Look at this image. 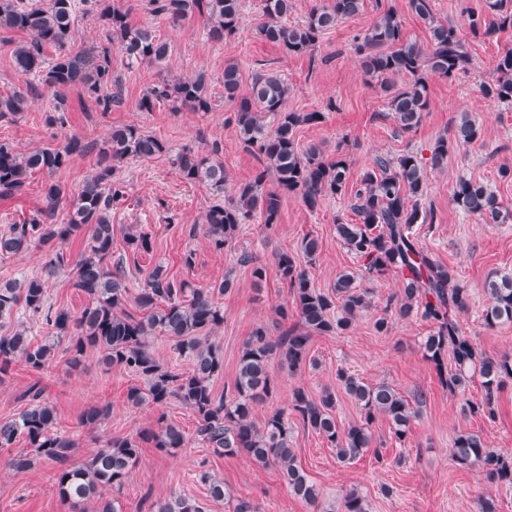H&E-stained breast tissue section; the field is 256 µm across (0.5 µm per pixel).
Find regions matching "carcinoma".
I'll return each instance as SVG.
<instances>
[{
    "label": "carcinoma",
    "mask_w": 512,
    "mask_h": 512,
    "mask_svg": "<svg viewBox=\"0 0 512 512\" xmlns=\"http://www.w3.org/2000/svg\"><path fill=\"white\" fill-rule=\"evenodd\" d=\"M150 12L173 21L197 15L210 21V35L215 40L232 36L241 21L242 0H149ZM364 0H321L302 24L288 25L283 18L291 10V0H262L264 21L259 34L265 40L295 55H310L323 34L342 19L361 12ZM411 10L430 30V45L424 47L410 38L393 9L382 12L364 33L354 36V51L365 74L387 94V105L404 132L416 129L429 107L428 75L450 79L468 62L466 41L461 28L434 20L432 0H409ZM96 16L111 36L118 39L131 63H162L168 44L149 26L129 23L130 9L119 0H0V29L25 31L30 39L14 50L16 67L26 75L56 91L53 113L47 124L64 128L68 122V102L64 90L83 85L96 96L102 111L122 103L121 78L112 74L108 52L98 55L92 70H87L82 53L67 49L77 13ZM464 25L473 34L494 35L512 29V0H480L478 8L467 10ZM53 47L49 58L45 49ZM497 78L481 85L486 98L512 105V48L500 55ZM408 82L398 86L394 77ZM224 99L233 103V117L242 142L257 156L259 167L253 179L239 185L235 198L211 206L206 215L207 233L217 249L224 248L242 224L260 217L266 226L275 223L286 193L301 195L304 205L317 209L323 196L340 195L347 188L349 159L344 155L328 160L322 149L311 145L298 147L296 129L324 119L321 112H288L285 103L289 86L282 75L261 71L251 79L249 94L239 95V65H224ZM211 78L198 73L191 78L169 81L160 79L140 98V108L151 111L161 102L174 109L188 107L195 112L212 109ZM35 102L33 87L0 98V120L27 111ZM481 136L476 121L465 113L455 127L453 137H438L423 161L414 152L395 159L377 157L360 174L354 194L353 210L359 224L336 225V236L348 251L363 262L374 277L394 275L401 280L398 299L387 302L399 317L416 311L433 325L421 341L423 355L437 370L441 383L452 393L466 388L474 376L481 379L482 395L467 399L464 407L473 416L488 421L498 416V398L504 383L512 380V355L491 357L464 334L458 314L468 304V293L455 278L454 271L440 264L429 250L419 244L412 232L418 221L434 218L421 210L427 195V168H437L448 154ZM86 151L75 136L56 148H37L26 155L0 142V193L21 194L28 176L38 170L54 173L66 167L72 156ZM218 144L208 154L190 147L173 151L168 143L134 125L112 129L94 173L88 176L62 220H56L64 189L50 183L45 190V208L21 224H12L0 235V255H14L30 247L45 252V273L51 275L65 266L62 244L72 237L84 240V250L74 264L72 287L87 299L80 315L55 309L48 303L45 281L37 276H21L0 283V374L17 363L40 373L49 366L56 348L68 341L72 352L70 364L79 363L87 349H96L107 365H120L142 380L128 390L133 407H162L178 400L197 417L195 440L218 455L245 454L262 466L273 465L281 472L289 491L310 503L317 501L319 490L297 465L290 447L292 427L288 415L303 427L317 432L336 448V456L350 461L371 447L372 424L385 417L396 440L404 443L410 423L416 418L423 396L409 401L390 384H368L344 368L336 378L361 412L360 420L348 425L336 421V392L325 390L318 399L305 390L291 391L288 408H272L263 424L252 420L256 405L273 400L278 383L270 371L275 360L295 372L307 363L308 344L314 335L345 332L363 310L371 305V292L360 284L359 275L344 271L336 278L332 292L313 285L308 273L297 266L293 256L280 253L276 260L277 276L292 288L291 305L278 307V315L295 318L296 325L277 338L265 327H256L243 345L238 360L234 392L218 396L212 381L224 372V353L209 341L211 333L224 323V311L205 288H194L185 280L169 276L156 265L138 285L134 302L139 314L126 309L130 282L123 271V261L113 259L112 207L126 195V182L117 176L119 164L132 158L149 159L165 155L183 179L207 182L224 190V162ZM273 189L261 192L266 182ZM452 202L463 213L475 215L486 224H503L512 219V210L504 205L486 184L461 177L452 193ZM491 303L484 310L483 323L492 329L512 322V272L496 275L485 283ZM39 320L50 329L42 343L27 336L25 318ZM158 334L173 338L179 355L190 358L187 372L175 373L161 367L147 349L148 339ZM24 409L15 417L0 420V448L17 440L32 448L9 461L15 470L30 468L42 460L56 465L58 494L63 503L96 504L94 512H122L116 498L104 495L119 488L128 471L139 460L141 444L171 453L187 445L179 426L159 419L157 429L140 431L136 436L114 438L104 448L81 464L71 463L75 444L58 432L54 407L44 396V388L34 383L24 392ZM110 407L94 405L82 416L86 426H97L108 417ZM452 460L461 467H478L497 485L512 487V459L488 446L481 436L461 433L450 448ZM215 501L231 499L224 482L201 473ZM153 512H203L194 501L175 496L153 506ZM343 512H369L364 496L352 490L344 496Z\"/></svg>",
    "instance_id": "cac0c4a2"
}]
</instances>
